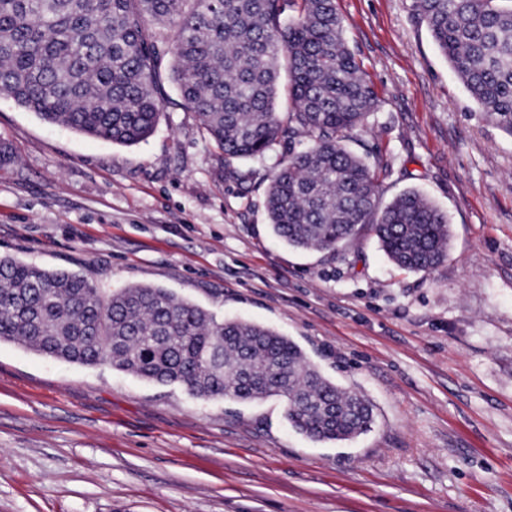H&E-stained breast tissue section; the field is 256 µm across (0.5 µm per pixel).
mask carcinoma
<instances>
[{"label":"carcinoma","mask_w":512,"mask_h":512,"mask_svg":"<svg viewBox=\"0 0 512 512\" xmlns=\"http://www.w3.org/2000/svg\"><path fill=\"white\" fill-rule=\"evenodd\" d=\"M411 7L474 101L512 134V0ZM166 57L181 105L224 155L284 148L267 189L277 238L334 251L369 231L413 272L447 257L448 215L414 190L381 205L370 166L345 145L378 101L336 0H0V96L48 124L126 146L145 140L162 112ZM298 138L306 147L296 152ZM0 339L202 399L279 398L289 424L316 442L348 441L375 421L362 395L324 377L289 337L164 288L103 292L77 273L0 257Z\"/></svg>","instance_id":"cac0c4a2"}]
</instances>
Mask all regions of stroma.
Here are the masks:
<instances>
[{
  "instance_id": "35a3bbf8",
  "label": "stroma",
  "mask_w": 512,
  "mask_h": 512,
  "mask_svg": "<svg viewBox=\"0 0 512 512\" xmlns=\"http://www.w3.org/2000/svg\"><path fill=\"white\" fill-rule=\"evenodd\" d=\"M411 0H336L378 98L348 148L383 201L447 213L448 258L397 268L271 232L274 157L226 159L171 83L132 146L0 96V256L94 287L167 289L288 336L375 407L338 444L278 398L207 401L0 340V512H512V134L477 106Z\"/></svg>"
}]
</instances>
